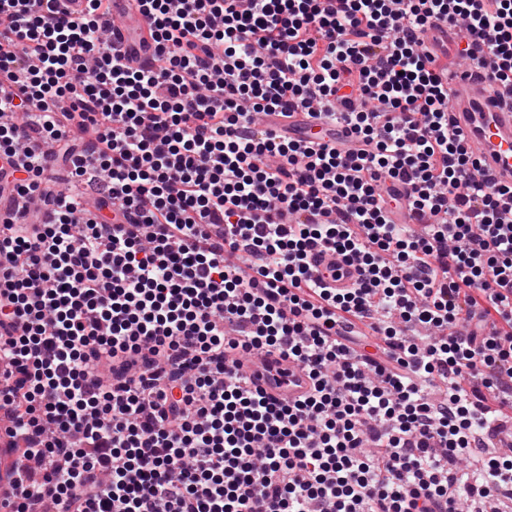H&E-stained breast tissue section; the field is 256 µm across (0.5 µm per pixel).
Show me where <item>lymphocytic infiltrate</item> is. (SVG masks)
Instances as JSON below:
<instances>
[{
    "label": "lymphocytic infiltrate",
    "mask_w": 512,
    "mask_h": 512,
    "mask_svg": "<svg viewBox=\"0 0 512 512\" xmlns=\"http://www.w3.org/2000/svg\"><path fill=\"white\" fill-rule=\"evenodd\" d=\"M248 2L140 0L156 50L133 67L110 0H0L6 512L512 500V185L473 176L424 44L462 26L512 91V0ZM294 112L351 139L251 128ZM319 247L360 281L312 279ZM263 351L311 393L253 387Z\"/></svg>",
    "instance_id": "1"
}]
</instances>
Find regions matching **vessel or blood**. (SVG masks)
Returning a JSON list of instances; mask_svg holds the SVG:
<instances>
[{"instance_id":"obj_1","label":"vessel or blood","mask_w":512,"mask_h":512,"mask_svg":"<svg viewBox=\"0 0 512 512\" xmlns=\"http://www.w3.org/2000/svg\"><path fill=\"white\" fill-rule=\"evenodd\" d=\"M113 34L137 33L144 42L152 37L137 0H112ZM490 71L456 79L450 99L449 129L461 132L478 162L480 172L496 182L512 185V100L494 99L488 90ZM313 277L335 288H349L360 278L359 265L347 256L319 249L311 261ZM255 385L279 399L305 396L312 382L293 358L277 352L245 362Z\"/></svg>"}]
</instances>
